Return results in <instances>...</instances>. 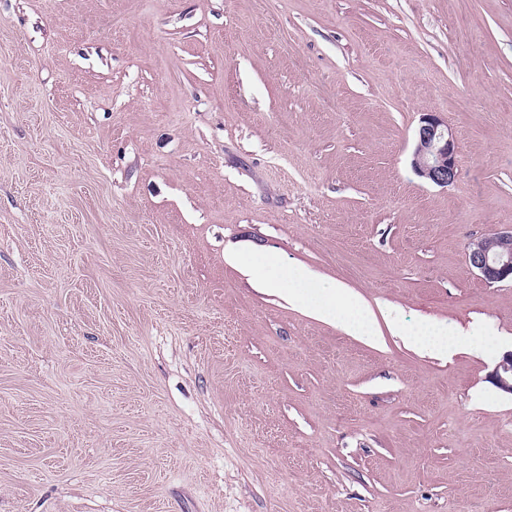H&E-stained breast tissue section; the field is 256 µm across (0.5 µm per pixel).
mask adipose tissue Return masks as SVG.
I'll return each mask as SVG.
<instances>
[{"instance_id": "obj_1", "label": "adipose tissue", "mask_w": 512, "mask_h": 512, "mask_svg": "<svg viewBox=\"0 0 512 512\" xmlns=\"http://www.w3.org/2000/svg\"><path fill=\"white\" fill-rule=\"evenodd\" d=\"M263 288L275 292L298 308L318 318L339 324L347 333L361 336L379 335L381 328H388L392 335L401 337L413 349L453 354L455 337L404 329L394 318L378 322L373 310L357 293L340 285H307L304 275L291 271L282 278L261 277Z\"/></svg>"}]
</instances>
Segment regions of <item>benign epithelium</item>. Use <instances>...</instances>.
Listing matches in <instances>:
<instances>
[{
	"label": "benign epithelium",
	"mask_w": 512,
	"mask_h": 512,
	"mask_svg": "<svg viewBox=\"0 0 512 512\" xmlns=\"http://www.w3.org/2000/svg\"><path fill=\"white\" fill-rule=\"evenodd\" d=\"M457 152L456 135L448 123L432 112L423 114L412 155L415 172L436 186L448 187L458 176ZM467 260L490 286L512 280V225L471 239ZM493 380L512 394V353L496 366Z\"/></svg>",
	"instance_id": "benign-epithelium-1"
}]
</instances>
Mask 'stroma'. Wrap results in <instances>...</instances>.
Here are the masks:
<instances>
[{
    "label": "stroma",
    "instance_id": "1",
    "mask_svg": "<svg viewBox=\"0 0 512 512\" xmlns=\"http://www.w3.org/2000/svg\"><path fill=\"white\" fill-rule=\"evenodd\" d=\"M506 224L512 0H0V512H512ZM457 152L456 135L448 123L433 112L424 113L412 155L415 172L436 186L448 187L458 176ZM512 225L472 238L467 246L469 265L492 286L512 281ZM509 245V246H508ZM243 260L264 276L259 280L263 288L283 296L290 304L336 322L351 335L381 336L375 313L359 294L337 284L309 286L304 275L295 270H288L282 278L266 277L262 273L267 265L264 259L249 256ZM383 319L392 335L400 336L408 347L415 350L447 354L448 357L456 350L454 335H439L426 331L413 332L412 330H406L389 314H383Z\"/></svg>",
    "mask_w": 512,
    "mask_h": 512
}]
</instances>
